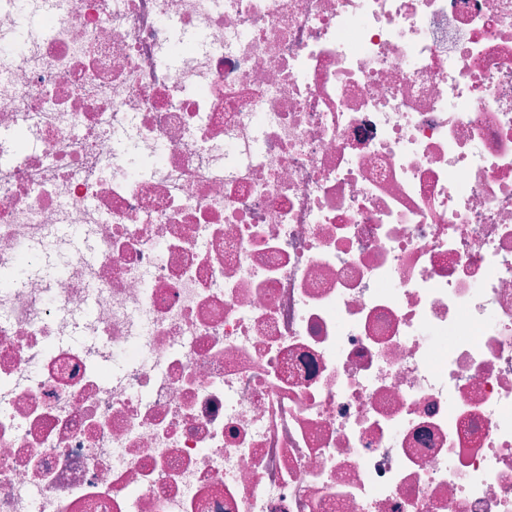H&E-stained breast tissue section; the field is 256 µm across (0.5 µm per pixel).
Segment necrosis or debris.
Wrapping results in <instances>:
<instances>
[{
	"label": "necrosis or debris",
	"mask_w": 512,
	"mask_h": 512,
	"mask_svg": "<svg viewBox=\"0 0 512 512\" xmlns=\"http://www.w3.org/2000/svg\"><path fill=\"white\" fill-rule=\"evenodd\" d=\"M0 512H512V0H0Z\"/></svg>",
	"instance_id": "necrosis-or-debris-1"
}]
</instances>
